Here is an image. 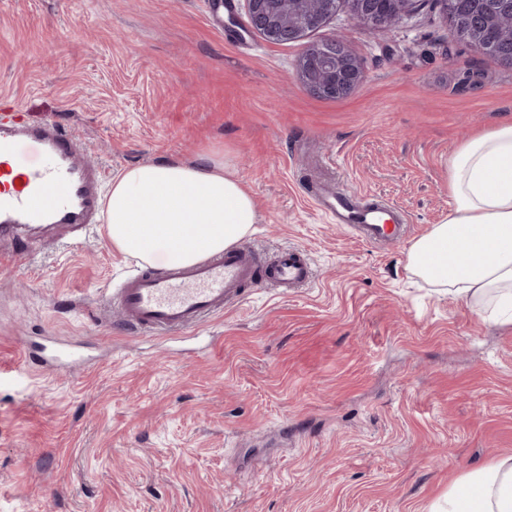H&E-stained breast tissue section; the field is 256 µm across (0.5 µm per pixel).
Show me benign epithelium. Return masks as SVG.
I'll list each match as a JSON object with an SVG mask.
<instances>
[{"label":"benign epithelium","mask_w":512,"mask_h":512,"mask_svg":"<svg viewBox=\"0 0 512 512\" xmlns=\"http://www.w3.org/2000/svg\"><path fill=\"white\" fill-rule=\"evenodd\" d=\"M421 0H317L318 8L306 13L304 0H246L248 25L254 32L274 43H297L310 32L322 28L345 4L350 18L365 30H389L416 10ZM442 5L457 39L473 51L488 54L490 32L502 17L512 18V0H467V9L459 13L457 0H436ZM299 83L313 95L335 99L348 95L362 81V61L338 36L308 45L296 70Z\"/></svg>","instance_id":"benign-epithelium-1"}]
</instances>
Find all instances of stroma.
<instances>
[{"label":"stroma","instance_id":"1","mask_svg":"<svg viewBox=\"0 0 512 512\" xmlns=\"http://www.w3.org/2000/svg\"><path fill=\"white\" fill-rule=\"evenodd\" d=\"M209 0H0V113L55 119L107 177L220 153L250 190L263 258L296 247L317 279L247 289L192 331H123L111 289L141 268L103 224L1 239L0 512H428L512 454V323L406 269L448 213V158L512 122V70L460 44L435 0L388 31L345 8L306 42L223 27ZM342 37L364 67L346 97L296 78L306 43ZM342 183L410 218L363 243L310 201ZM77 362L31 370L25 348Z\"/></svg>","mask_w":512,"mask_h":512}]
</instances>
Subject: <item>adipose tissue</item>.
<instances>
[{
  "mask_svg": "<svg viewBox=\"0 0 512 512\" xmlns=\"http://www.w3.org/2000/svg\"><path fill=\"white\" fill-rule=\"evenodd\" d=\"M448 186L451 209L409 247L407 267L500 321L512 311V123L463 144L448 160ZM102 215L119 250L179 265L239 242L257 220L250 191L220 156L123 169ZM431 512H512V455L462 475Z\"/></svg>",
  "mask_w": 512,
  "mask_h": 512,
  "instance_id": "ef3b65f1",
  "label": "adipose tissue"
}]
</instances>
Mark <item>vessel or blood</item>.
Instances as JSON below:
<instances>
[{
  "mask_svg": "<svg viewBox=\"0 0 512 512\" xmlns=\"http://www.w3.org/2000/svg\"><path fill=\"white\" fill-rule=\"evenodd\" d=\"M104 180L65 125L33 122L19 112L0 114V238L42 224L95 223ZM311 198L369 244L392 246L407 235L402 211L349 187L319 189ZM314 279V268L299 249L280 250L263 263L250 246L233 245L189 266L149 268L127 277L114 301L126 333L183 332L222 313L248 288L291 291L309 287Z\"/></svg>",
  "mask_w": 512,
  "mask_h": 512,
  "instance_id": "obj_1",
  "label": "vessel or blood"
}]
</instances>
